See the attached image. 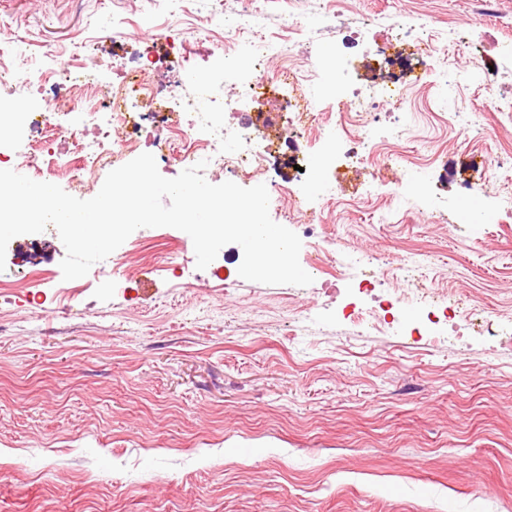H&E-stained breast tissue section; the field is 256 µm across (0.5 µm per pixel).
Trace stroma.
<instances>
[{
    "label": "stroma",
    "mask_w": 512,
    "mask_h": 512,
    "mask_svg": "<svg viewBox=\"0 0 512 512\" xmlns=\"http://www.w3.org/2000/svg\"><path fill=\"white\" fill-rule=\"evenodd\" d=\"M249 6L252 27L224 37V19ZM0 0L10 68L57 70L87 58L105 81L114 59L134 65L185 51L207 73L225 47L265 44L268 66L294 46L299 68L318 54L361 67L380 45L356 38L364 20H401L448 50L469 109L437 119L438 88L415 79L416 57L391 78L405 107L380 105L404 136L351 174L322 209L331 257L390 268L387 297L448 286L449 303L478 302L497 321L421 323L403 305L388 332L343 316L371 308L345 277L325 287L239 278L242 249L181 273L163 238L141 229L131 280L104 277L71 295L55 228L38 240L50 278L0 288V512H512V0ZM310 21L306 31L297 23ZM491 83H483L484 70ZM193 73L164 68L162 91L198 93ZM478 116L489 129L471 136ZM508 166L487 196L470 192L473 158ZM427 166L424 182L411 168ZM494 209V224L472 211ZM233 279L228 288L221 278Z\"/></svg>",
    "instance_id": "stroma-1"
}]
</instances>
